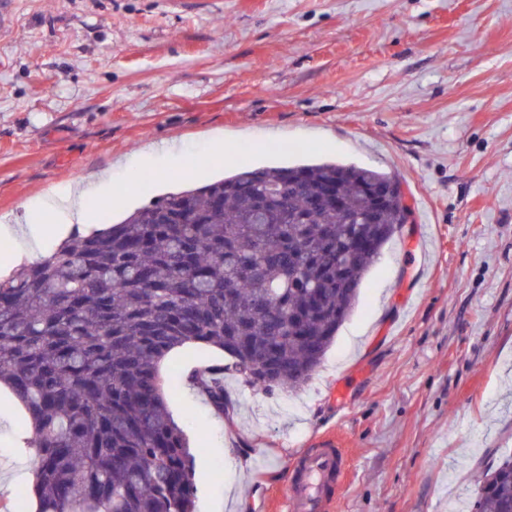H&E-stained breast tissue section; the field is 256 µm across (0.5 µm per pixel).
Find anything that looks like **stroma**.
<instances>
[{"label": "stroma", "mask_w": 512, "mask_h": 512, "mask_svg": "<svg viewBox=\"0 0 512 512\" xmlns=\"http://www.w3.org/2000/svg\"><path fill=\"white\" fill-rule=\"evenodd\" d=\"M170 141L185 181L141 155ZM316 160L389 173L411 214L301 389L225 377L219 418L183 383L194 347L163 361L196 512H281L290 462L332 432L334 512H460L512 452V0H12L0 19V220L107 168L101 224ZM22 416L1 389L0 464L33 465Z\"/></svg>", "instance_id": "obj_1"}]
</instances>
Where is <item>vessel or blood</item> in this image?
Segmentation results:
<instances>
[{
	"instance_id": "1",
	"label": "vessel or blood",
	"mask_w": 512,
	"mask_h": 512,
	"mask_svg": "<svg viewBox=\"0 0 512 512\" xmlns=\"http://www.w3.org/2000/svg\"><path fill=\"white\" fill-rule=\"evenodd\" d=\"M347 472L342 441L332 434L314 437L293 461L286 480V512H332L328 490Z\"/></svg>"
}]
</instances>
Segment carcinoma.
Masks as SVG:
<instances>
[{
  "mask_svg": "<svg viewBox=\"0 0 512 512\" xmlns=\"http://www.w3.org/2000/svg\"><path fill=\"white\" fill-rule=\"evenodd\" d=\"M344 202L336 207L328 191ZM399 182L337 162L240 169L158 197L0 279V384L36 467L10 512H195V458L160 371L186 344L227 363L186 381L222 417L224 376L302 387L403 223ZM468 512H512V453Z\"/></svg>",
  "mask_w": 512,
  "mask_h": 512,
  "instance_id": "1",
  "label": "carcinoma"
}]
</instances>
